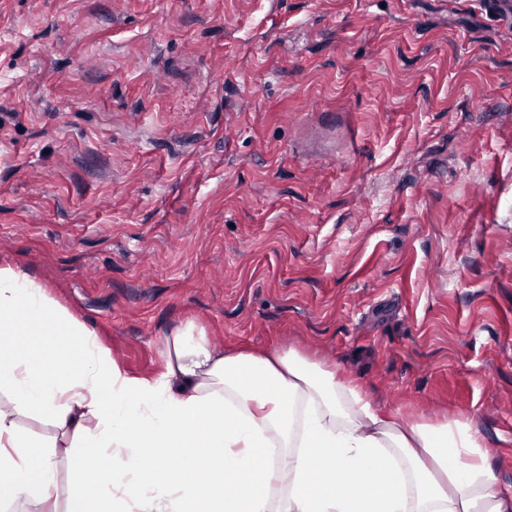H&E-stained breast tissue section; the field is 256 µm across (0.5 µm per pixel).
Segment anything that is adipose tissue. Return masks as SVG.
I'll return each mask as SVG.
<instances>
[{"instance_id": "1", "label": "adipose tissue", "mask_w": 512, "mask_h": 512, "mask_svg": "<svg viewBox=\"0 0 512 512\" xmlns=\"http://www.w3.org/2000/svg\"><path fill=\"white\" fill-rule=\"evenodd\" d=\"M129 374L31 273L0 266V512H512L468 418L405 421L295 348L194 323ZM46 420L71 455L29 438Z\"/></svg>"}]
</instances>
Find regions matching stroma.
<instances>
[{
    "label": "stroma",
    "mask_w": 512,
    "mask_h": 512,
    "mask_svg": "<svg viewBox=\"0 0 512 512\" xmlns=\"http://www.w3.org/2000/svg\"><path fill=\"white\" fill-rule=\"evenodd\" d=\"M131 374L293 347L512 492V0H0V266Z\"/></svg>",
    "instance_id": "stroma-1"
}]
</instances>
